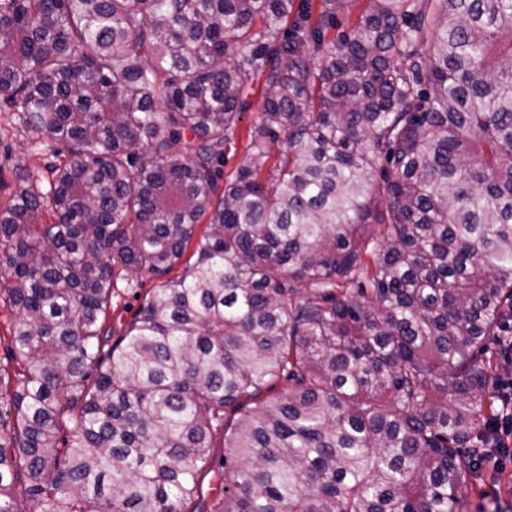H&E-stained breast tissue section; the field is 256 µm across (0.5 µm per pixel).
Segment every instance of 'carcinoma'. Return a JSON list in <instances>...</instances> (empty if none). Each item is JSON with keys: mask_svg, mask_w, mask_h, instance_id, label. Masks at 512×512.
Listing matches in <instances>:
<instances>
[{"mask_svg": "<svg viewBox=\"0 0 512 512\" xmlns=\"http://www.w3.org/2000/svg\"><path fill=\"white\" fill-rule=\"evenodd\" d=\"M354 2L0 0V97L54 158L0 210V512L460 502L504 413L512 0ZM194 239L102 356L114 268L166 275ZM252 90L243 96L244 106L237 121L235 135L224 149L223 178L234 172L245 160L248 146V133L258 121L262 111L263 95L266 88V75L255 76ZM13 319L14 315L7 305L0 302V368L3 375L7 376L9 373L14 377L18 372V366L13 357L14 345L9 333Z\"/></svg>", "mask_w": 512, "mask_h": 512, "instance_id": "1", "label": "carcinoma"}]
</instances>
